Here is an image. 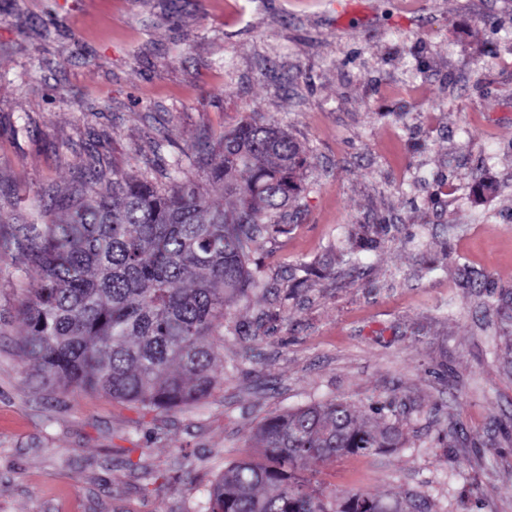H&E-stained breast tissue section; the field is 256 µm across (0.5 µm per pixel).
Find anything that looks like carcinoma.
Returning a JSON list of instances; mask_svg holds the SVG:
<instances>
[{
	"instance_id": "obj_1",
	"label": "carcinoma",
	"mask_w": 512,
	"mask_h": 512,
	"mask_svg": "<svg viewBox=\"0 0 512 512\" xmlns=\"http://www.w3.org/2000/svg\"><path fill=\"white\" fill-rule=\"evenodd\" d=\"M204 161L225 206L183 179L176 159L167 189L116 174L112 191L62 200V214L43 224L0 216V252L15 272L38 278L18 314L22 352L43 384L165 409L211 392L213 336L252 285L258 233L284 232L308 156L254 112ZM256 443V457L224 468L206 512H419L359 493L326 501L302 475L337 456L398 446L397 428L368 426L343 402L270 416Z\"/></svg>"
}]
</instances>
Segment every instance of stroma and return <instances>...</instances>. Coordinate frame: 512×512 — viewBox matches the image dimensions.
Masks as SVG:
<instances>
[{"mask_svg": "<svg viewBox=\"0 0 512 512\" xmlns=\"http://www.w3.org/2000/svg\"><path fill=\"white\" fill-rule=\"evenodd\" d=\"M258 112L309 164L215 341L209 396L146 409L31 376L0 255V512H204L269 416L334 400L400 447L316 486L512 512V0H0V214L90 175L166 186Z\"/></svg>", "mask_w": 512, "mask_h": 512, "instance_id": "obj_1", "label": "stroma"}]
</instances>
